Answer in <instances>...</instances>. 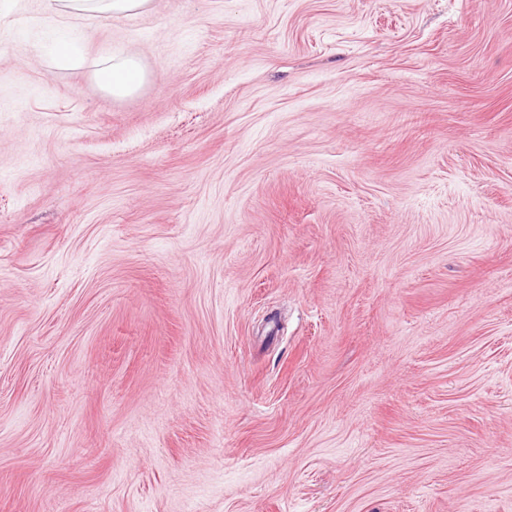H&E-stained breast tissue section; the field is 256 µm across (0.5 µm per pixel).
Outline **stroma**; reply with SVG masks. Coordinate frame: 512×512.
I'll list each match as a JSON object with an SVG mask.
<instances>
[{"mask_svg": "<svg viewBox=\"0 0 512 512\" xmlns=\"http://www.w3.org/2000/svg\"><path fill=\"white\" fill-rule=\"evenodd\" d=\"M0 512H512V0H0ZM153 0H53L54 10L69 17L125 16L147 12ZM98 84L113 97L120 98L134 93L145 78L139 60L129 56L112 62V66L97 73Z\"/></svg>", "mask_w": 512, "mask_h": 512, "instance_id": "35a3bbf8", "label": "stroma"}]
</instances>
